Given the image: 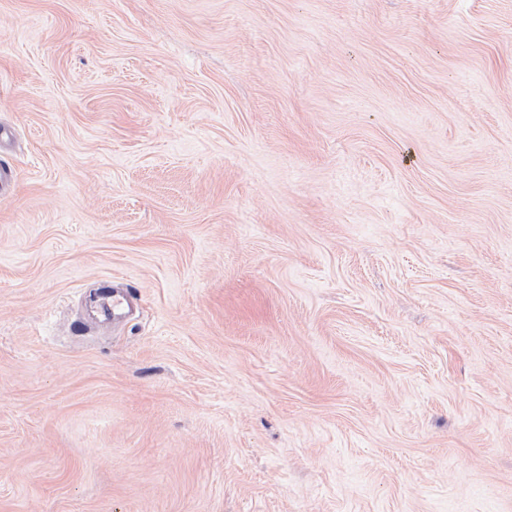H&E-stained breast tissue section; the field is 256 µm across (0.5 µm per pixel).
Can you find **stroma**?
I'll return each instance as SVG.
<instances>
[{
  "mask_svg": "<svg viewBox=\"0 0 512 512\" xmlns=\"http://www.w3.org/2000/svg\"><path fill=\"white\" fill-rule=\"evenodd\" d=\"M0 127V512H512V0H0Z\"/></svg>",
  "mask_w": 512,
  "mask_h": 512,
  "instance_id": "stroma-1",
  "label": "stroma"
}]
</instances>
